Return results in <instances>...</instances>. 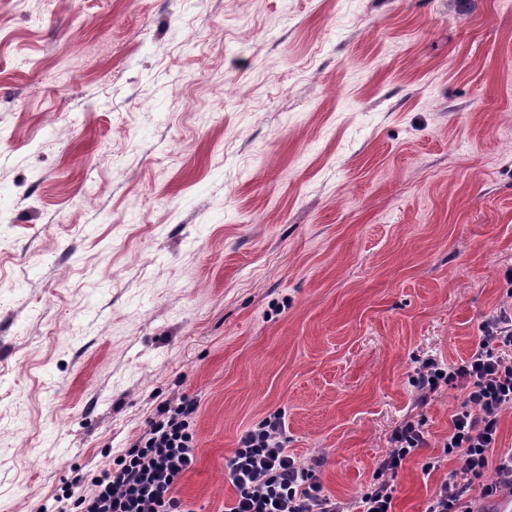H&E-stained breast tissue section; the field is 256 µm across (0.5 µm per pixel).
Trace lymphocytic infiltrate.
<instances>
[{
	"label": "lymphocytic infiltrate",
	"instance_id": "f902f5d3",
	"mask_svg": "<svg viewBox=\"0 0 512 512\" xmlns=\"http://www.w3.org/2000/svg\"><path fill=\"white\" fill-rule=\"evenodd\" d=\"M412 382L422 394L442 387L464 394L451 417L442 457L425 461L424 474L439 470L443 457H455L426 512H474L465 500L472 487L484 498L512 491V448L498 446L501 414L512 411V314L486 320L473 353L458 363L422 359ZM196 400L182 398L160 406L158 417L113 466L91 479L75 476L54 512H193L175 492L196 459ZM285 424L278 414L255 422L241 435L225 461L236 497L224 512H393V485L399 468L426 443L422 421L408 420L393 432L392 448L380 461V479L360 497L357 508L324 494L312 464L287 451ZM494 472L484 482L485 472Z\"/></svg>",
	"mask_w": 512,
	"mask_h": 512
}]
</instances>
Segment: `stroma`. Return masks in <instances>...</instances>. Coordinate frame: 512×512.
I'll return each instance as SVG.
<instances>
[{"instance_id":"stroma-1","label":"stroma","mask_w":512,"mask_h":512,"mask_svg":"<svg viewBox=\"0 0 512 512\" xmlns=\"http://www.w3.org/2000/svg\"><path fill=\"white\" fill-rule=\"evenodd\" d=\"M512 312V0H0V512L199 400L179 496L243 431L425 512L467 358ZM442 457L424 475L425 459Z\"/></svg>"}]
</instances>
